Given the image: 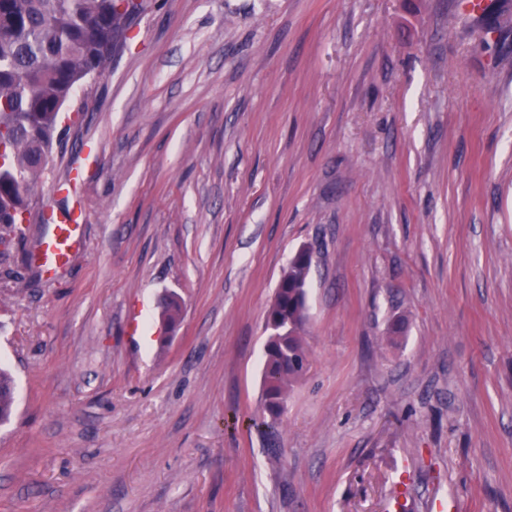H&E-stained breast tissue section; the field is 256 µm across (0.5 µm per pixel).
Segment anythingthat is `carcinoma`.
Listing matches in <instances>:
<instances>
[{"label": "carcinoma", "instance_id": "cac0c4a2", "mask_svg": "<svg viewBox=\"0 0 512 512\" xmlns=\"http://www.w3.org/2000/svg\"><path fill=\"white\" fill-rule=\"evenodd\" d=\"M135 0H0V225L32 218L34 186L62 134L61 112L76 90L103 75ZM313 259L294 255L266 315L260 426L280 421L289 383L307 360L301 332ZM14 403L0 370V422Z\"/></svg>", "mask_w": 512, "mask_h": 512}]
</instances>
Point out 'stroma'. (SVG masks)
<instances>
[{
  "mask_svg": "<svg viewBox=\"0 0 512 512\" xmlns=\"http://www.w3.org/2000/svg\"><path fill=\"white\" fill-rule=\"evenodd\" d=\"M512 0H142L0 244V512H512ZM314 252L306 372L265 315ZM177 300L168 329L163 310ZM402 321L400 335L390 333ZM48 231L40 238L29 256L32 266L42 274L55 275L68 264L72 255L85 245L81 212L74 209L62 213L49 211L45 215ZM41 215V221L45 222ZM313 259L295 254L283 270L266 315L263 409L261 427L274 429L280 421L289 383L304 370L307 360L301 332L305 322L306 282Z\"/></svg>",
  "mask_w": 512,
  "mask_h": 512,
  "instance_id": "stroma-1",
  "label": "stroma"
}]
</instances>
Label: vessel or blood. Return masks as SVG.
<instances>
[{"mask_svg": "<svg viewBox=\"0 0 512 512\" xmlns=\"http://www.w3.org/2000/svg\"><path fill=\"white\" fill-rule=\"evenodd\" d=\"M47 232L29 256L32 266L51 276L68 264L72 255L85 245L82 215L76 211H51L46 215Z\"/></svg>", "mask_w": 512, "mask_h": 512, "instance_id": "obj_1", "label": "vessel or blood"}]
</instances>
